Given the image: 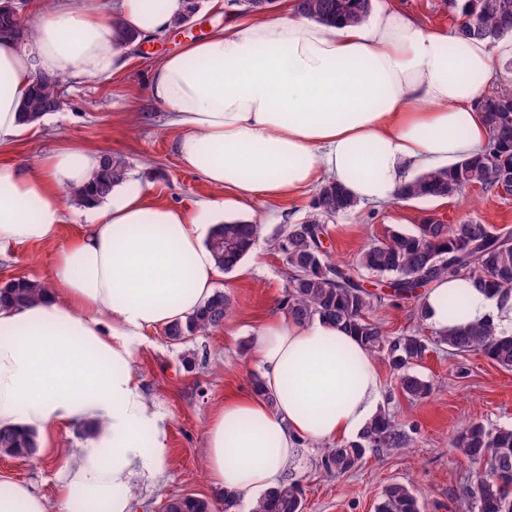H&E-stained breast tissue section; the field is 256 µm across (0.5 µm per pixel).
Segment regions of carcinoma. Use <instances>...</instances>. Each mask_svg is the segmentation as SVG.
Segmentation results:
<instances>
[{
    "instance_id": "obj_1",
    "label": "carcinoma",
    "mask_w": 512,
    "mask_h": 512,
    "mask_svg": "<svg viewBox=\"0 0 512 512\" xmlns=\"http://www.w3.org/2000/svg\"><path fill=\"white\" fill-rule=\"evenodd\" d=\"M374 0H297L303 16L326 25L363 24ZM448 8L459 15L454 36L460 40L499 41L512 35V0H448ZM0 31L23 42L34 32V24L17 13L0 16ZM63 81L53 75L35 77L23 104L25 120L43 117L61 96ZM489 128L490 139L477 157L464 159L444 169L422 171L398 194L402 201L447 199L468 189L512 195V89L501 88L481 97L478 103ZM130 179V165L121 155L105 154L92 181L82 189H68L76 204L87 198L103 200ZM357 206L345 189L335 183L321 185L312 203V212L299 224L288 225L271 240L288 269L289 285L282 298L288 316L296 320L321 318L344 325L370 351L386 355L397 372L401 391L413 401L426 398L431 385L407 371L421 359L429 346H448L453 354L479 351L504 369H512V334L490 324L472 325L434 339L421 334L389 336L381 323L370 317L378 296L351 281V276L330 264L322 252L323 223ZM263 225L245 221L218 224L207 239L218 267L229 271L252 251ZM357 267L377 275H387L385 287L396 296H412L423 283L448 278L490 287L505 297L512 295V236L496 234L488 224L467 220L448 226L432 218L413 233L392 232L383 240L364 246ZM39 280L18 278L0 286V305L20 308L46 292ZM231 304L217 290L207 300L199 316L165 329L169 340L184 343L199 333L224 326ZM405 436L393 417L383 411L356 440L327 448L321 467L328 475H341L356 468L369 448H403ZM455 447L470 461L486 464L466 488L474 512H512V428H493L471 423L458 436ZM39 452L35 434L0 428V455L29 459ZM165 512H211L210 501L194 496H175L166 501ZM251 512H303V490L296 481L286 482L255 503ZM377 512H420L412 489L403 483L388 485Z\"/></svg>"
}]
</instances>
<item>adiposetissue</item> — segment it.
Segmentation results:
<instances>
[{
	"label": "adipose tissue",
	"mask_w": 512,
	"mask_h": 512,
	"mask_svg": "<svg viewBox=\"0 0 512 512\" xmlns=\"http://www.w3.org/2000/svg\"><path fill=\"white\" fill-rule=\"evenodd\" d=\"M185 9V0H55L27 42L0 36V148L29 130L22 105L37 74L73 85L118 74L128 59L113 18L153 39ZM494 55L489 42L456 40L391 8L329 26L282 0L277 14L239 18L149 74L182 167L223 197L189 210L129 187L88 203L97 222L63 241L62 192L91 179L99 153L68 145L0 164V255L58 245L44 295L0 309V427L35 431L52 449L60 430L97 426L88 446L61 456L54 502L14 481L0 512H132L134 487L154 483L169 458V425L135 370V343L194 317L212 295L211 217L325 181L387 205L412 171L478 156L489 128L477 102ZM420 306L440 334L485 321L512 331V298L471 284L432 282ZM254 357L260 390L211 411L203 448L211 485L253 502L299 469L306 448L358 437L382 398L368 348L321 319L271 315Z\"/></svg>",
	"instance_id": "ef3b65f1"
}]
</instances>
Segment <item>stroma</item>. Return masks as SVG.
Listing matches in <instances>:
<instances>
[{
    "label": "stroma",
    "mask_w": 512,
    "mask_h": 512,
    "mask_svg": "<svg viewBox=\"0 0 512 512\" xmlns=\"http://www.w3.org/2000/svg\"><path fill=\"white\" fill-rule=\"evenodd\" d=\"M375 9L392 7L417 16L426 25L455 29L458 17L446 0H374ZM231 0H203L190 23L159 39L145 40L131 51L126 69L81 86L64 88V103L36 121L31 132L10 149L0 150V163H25L57 150L63 143L86 144L99 153L124 156L131 165V183L153 199L195 207L217 191L198 174L185 170L175 153L176 133L168 114L148 95V69L163 56L177 52L192 38L200 39L242 14ZM315 188L277 202L260 201L249 210L229 211L225 220L249 221L264 227L251 253L233 270L220 271L216 289L224 291L232 314L222 329L176 344L164 332L143 338L135 353V368L145 390L161 405L170 422V461L157 483L136 487L134 512H161L174 496L191 495L216 501L204 463L203 434L211 409L227 393L247 391L258 366L253 357L254 328L267 314L280 310L288 282L287 265L268 241L285 225L303 221L311 212ZM448 225L473 219L512 232V196L502 198L468 191L465 197L395 201L375 207L357 205L325 223L323 242L339 268L367 289L376 278L358 269L357 253L382 238L386 229L415 231L424 219ZM56 244H27L14 254L0 256V285L15 278L46 280ZM418 298L386 296L372 311L387 334L398 336L431 330L418 316ZM196 351L193 368L183 363L186 351ZM382 406L404 432L401 451H368L359 466L341 476L326 475L320 467L321 447L312 448L297 472L305 490L303 512H376L384 488L392 483L411 486L424 512H469L465 489L474 470L454 446L468 424L512 427V370L500 367L480 352L457 356L447 346H430L411 365L410 373L432 385L428 397L413 402L402 394L398 378L384 355H376ZM58 460L38 453L31 459L0 456V479L31 483L53 499Z\"/></svg>",
    "instance_id": "obj_1"
}]
</instances>
